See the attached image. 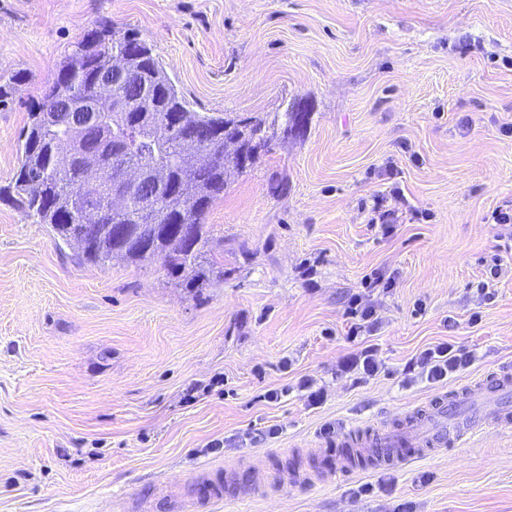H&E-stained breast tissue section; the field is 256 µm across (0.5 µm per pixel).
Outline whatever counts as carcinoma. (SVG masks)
<instances>
[{"label": "carcinoma", "instance_id": "cac0c4a2", "mask_svg": "<svg viewBox=\"0 0 512 512\" xmlns=\"http://www.w3.org/2000/svg\"><path fill=\"white\" fill-rule=\"evenodd\" d=\"M117 57L123 58L131 74L129 82L122 86L124 95L147 97L156 107L153 123L142 125L138 134L130 138L127 162L155 169L163 184L165 202L160 209L151 210L144 204L147 195L137 194L110 209L104 220L98 222L78 205L77 197L108 199L112 185L85 184L79 166L62 165L57 155L68 150L94 149L103 132L123 134L128 124L140 120L137 111L119 116L112 111V100L101 97L99 78ZM24 80L20 73L0 78V104L8 103L15 85ZM71 99L96 105L106 119L105 126L76 127L66 112V102ZM170 112L181 114L183 122L163 140L154 139L157 124ZM296 116L291 106L282 112H195L164 70L153 47L138 32L116 29L103 22L74 45L60 62L41 101L30 108L29 121L20 135V166L9 185L0 189V196L8 198L36 223L50 225L59 242H69L76 231L86 228L82 258L95 266L112 262L114 251L122 249L106 228L108 224H120L136 233L147 230L150 224H190L191 242L178 237L161 238L149 253L129 246L124 260L140 265L161 259L170 276L199 288L213 272L202 261L210 240V227L205 219L227 188L230 167L226 158L234 150L247 148L246 140L234 139L235 133L282 129ZM226 135L234 147H224Z\"/></svg>", "mask_w": 512, "mask_h": 512}]
</instances>
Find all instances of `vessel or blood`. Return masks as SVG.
<instances>
[{
	"instance_id": "vessel-or-blood-1",
	"label": "vessel or blood",
	"mask_w": 512,
	"mask_h": 512,
	"mask_svg": "<svg viewBox=\"0 0 512 512\" xmlns=\"http://www.w3.org/2000/svg\"><path fill=\"white\" fill-rule=\"evenodd\" d=\"M511 382L504 376L480 382L474 393L459 390L454 403L438 399L404 420L373 429L360 445L383 449L376 463L386 466L396 460L392 448L404 445L422 452L444 448L512 422V408L498 399Z\"/></svg>"
}]
</instances>
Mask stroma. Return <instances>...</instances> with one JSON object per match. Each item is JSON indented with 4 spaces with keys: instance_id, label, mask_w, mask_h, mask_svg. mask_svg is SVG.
<instances>
[{
    "instance_id": "obj_1",
    "label": "stroma",
    "mask_w": 512,
    "mask_h": 512,
    "mask_svg": "<svg viewBox=\"0 0 512 512\" xmlns=\"http://www.w3.org/2000/svg\"><path fill=\"white\" fill-rule=\"evenodd\" d=\"M103 20L195 111L311 121L231 174L198 292L158 261L87 264L0 199V512H512V423L395 467L323 463L512 367V224L484 221L512 209V0H0V75L28 76L0 105V187ZM442 343L474 361L438 381L417 361Z\"/></svg>"
}]
</instances>
